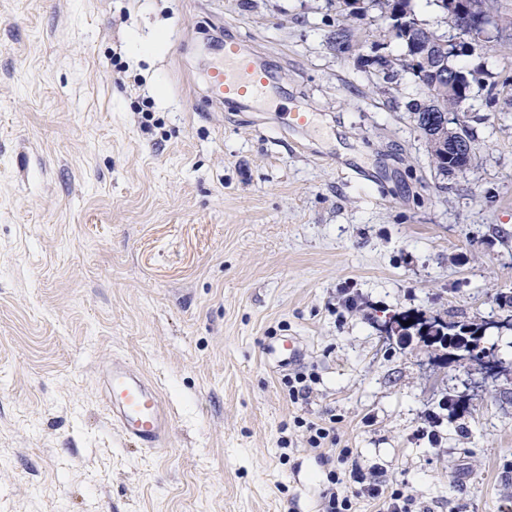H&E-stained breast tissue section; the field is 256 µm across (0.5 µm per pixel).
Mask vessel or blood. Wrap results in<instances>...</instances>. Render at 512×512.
Segmentation results:
<instances>
[{
    "instance_id": "vessel-or-blood-1",
    "label": "vessel or blood",
    "mask_w": 512,
    "mask_h": 512,
    "mask_svg": "<svg viewBox=\"0 0 512 512\" xmlns=\"http://www.w3.org/2000/svg\"><path fill=\"white\" fill-rule=\"evenodd\" d=\"M281 80V73L265 66L243 41L228 37L218 46L205 85L209 100L244 108L270 100ZM281 119L288 129L304 131L316 125L317 114L297 106L283 110ZM267 353L277 365L291 367L301 362L304 350L300 340L290 336L269 344ZM99 386L112 422L127 442L150 450L164 446L171 416L148 378L132 364L114 359L102 367Z\"/></svg>"
}]
</instances>
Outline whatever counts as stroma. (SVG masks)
I'll return each instance as SVG.
<instances>
[{"label": "stroma", "mask_w": 512, "mask_h": 512, "mask_svg": "<svg viewBox=\"0 0 512 512\" xmlns=\"http://www.w3.org/2000/svg\"><path fill=\"white\" fill-rule=\"evenodd\" d=\"M334 0H0V512H320L330 467L296 419H335L413 512L512 507V38L476 82L467 169L442 176L404 48ZM285 75L270 104L209 103V44ZM318 127H277V108ZM487 324L451 361L387 317ZM295 336L310 393L265 347ZM128 360L172 415L127 443L99 372ZM461 410L445 411L446 395ZM281 123L290 130H307L317 123V114L314 110L307 107L295 106L294 108L284 109L281 113Z\"/></svg>", "instance_id": "1"}]
</instances>
